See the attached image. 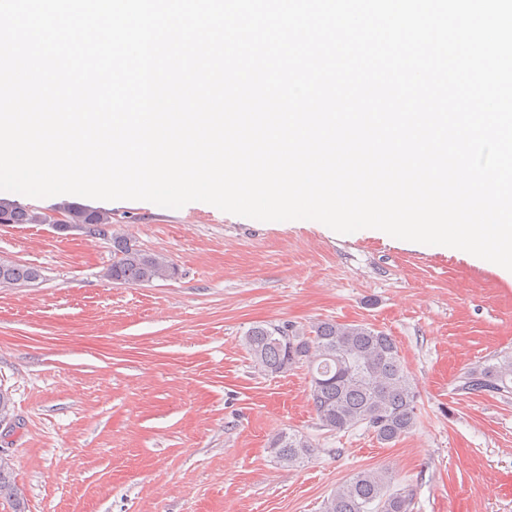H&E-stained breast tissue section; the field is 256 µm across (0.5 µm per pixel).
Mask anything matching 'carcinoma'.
Here are the masks:
<instances>
[{
    "label": "carcinoma",
    "mask_w": 512,
    "mask_h": 512,
    "mask_svg": "<svg viewBox=\"0 0 512 512\" xmlns=\"http://www.w3.org/2000/svg\"><path fill=\"white\" fill-rule=\"evenodd\" d=\"M0 224L99 225L112 241V280L143 285L178 273L167 255L139 248L129 236L112 232V213L64 202L48 212L28 209L0 197ZM41 279L35 266L5 262L0 284H34ZM242 344L266 376L307 368L311 377L309 401L320 426L329 431H371L390 444L410 433L418 420V392L412 383L396 339L366 324L318 320L308 326L256 324ZM457 389L467 394L512 396V352L492 355L470 369ZM270 448L278 462L299 466L315 454V445L298 432H279ZM12 467L0 465V498L13 512H25V497L17 495ZM413 495L395 485L387 469L366 468L351 473L324 499L322 512H412Z\"/></svg>",
    "instance_id": "cac0c4a2"
}]
</instances>
